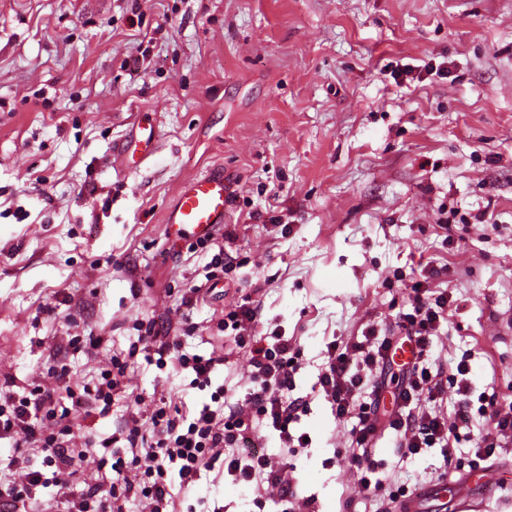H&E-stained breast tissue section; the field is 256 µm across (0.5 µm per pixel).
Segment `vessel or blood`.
<instances>
[{
    "label": "vessel or blood",
    "instance_id": "b4317fda",
    "mask_svg": "<svg viewBox=\"0 0 512 512\" xmlns=\"http://www.w3.org/2000/svg\"><path fill=\"white\" fill-rule=\"evenodd\" d=\"M230 202V186L223 170L211 169L185 181L163 220L167 237L175 241L197 240L215 234L225 222ZM499 483L498 470L489 466L483 467L481 476L462 475L452 484L456 507L465 512L487 500Z\"/></svg>",
    "mask_w": 512,
    "mask_h": 512
}]
</instances>
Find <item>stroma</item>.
<instances>
[{"label": "stroma", "mask_w": 512, "mask_h": 512, "mask_svg": "<svg viewBox=\"0 0 512 512\" xmlns=\"http://www.w3.org/2000/svg\"><path fill=\"white\" fill-rule=\"evenodd\" d=\"M155 119L154 154L116 153L132 120ZM223 169L234 191L224 277L212 251L164 234L179 187ZM485 213L442 229L440 210ZM429 275L453 303L432 360L468 356L474 394L512 399V0H5L0 7V386L56 389L75 447L94 460L37 488L32 512H66L112 475L101 443L159 397L209 402L175 362L137 344L171 321L181 349L224 357L211 376L235 398L248 355L221 331L255 297L258 335L299 350L292 426L280 448L252 416L255 448L282 463L293 494L202 471L173 487L178 512H374L351 462L352 420L317 384L331 341L368 325L398 335L409 282ZM97 346L71 349V337ZM129 363L110 411L73 406L112 357ZM67 367L66 382L52 368ZM372 457L391 488L457 477L439 449L404 458L378 433Z\"/></svg>", "instance_id": "obj_1"}]
</instances>
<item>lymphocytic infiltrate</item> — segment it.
Masks as SVG:
<instances>
[{
  "instance_id": "obj_1",
  "label": "lymphocytic infiltrate",
  "mask_w": 512,
  "mask_h": 512,
  "mask_svg": "<svg viewBox=\"0 0 512 512\" xmlns=\"http://www.w3.org/2000/svg\"><path fill=\"white\" fill-rule=\"evenodd\" d=\"M411 312L401 314L397 326L405 342L412 345L414 357L398 365L401 373L394 393L396 408L388 418H381L378 399L362 400L366 385L382 389L378 370L393 365L394 349L390 337H377L375 327H368L363 340L327 346V367L319 384L337 419H355L351 430L352 463L363 488L382 490L384 478L376 474L369 450L379 427L393 430L399 453L418 456L431 448H440L444 467H452L453 447L459 425L469 424L480 415L491 424V432L481 436L475 450L476 461L488 460L499 446L500 435L512 432V401L493 407H473L468 380L470 365L460 360L453 375L443 366L428 368L422 361L432 347V338L448 320L451 294L426 288L423 281L412 282ZM260 307L252 300L231 307L224 314L223 326L234 333L235 344L245 350L251 367V386L243 401H231L224 389L211 395L209 404L194 413L172 409L166 399H159L150 416L151 425L141 429L131 423L120 432L121 455L111 466L110 484L86 485L80 497L69 500L67 512H125L130 496L144 498L151 512H169L175 500L167 481L176 472L179 486L191 489L203 468L223 462L225 475L237 484L266 482L289 492L282 478V468L267 454L250 450L252 425L250 413H257L276 433L281 447L297 450L308 447L307 434H293L291 426L307 405L302 399H286L297 370V349L280 332L270 337L255 334ZM170 325L149 326L144 341L157 355L175 360L194 374V384H210L211 375L222 360L216 356L187 355ZM126 363L113 360L101 371L94 386L82 392H70L72 402L86 403L108 412L122 390ZM455 382L459 400L454 416L443 412L447 384ZM58 402L55 389L37 387L25 394L9 393L0 403V439L22 436L29 447L44 454L41 468H33L23 452L11 455L6 467H0V512H28L32 490L48 481L64 482L78 472L90 457L86 448L73 447L71 429L62 426L51 431L47 421L56 419Z\"/></svg>"
}]
</instances>
